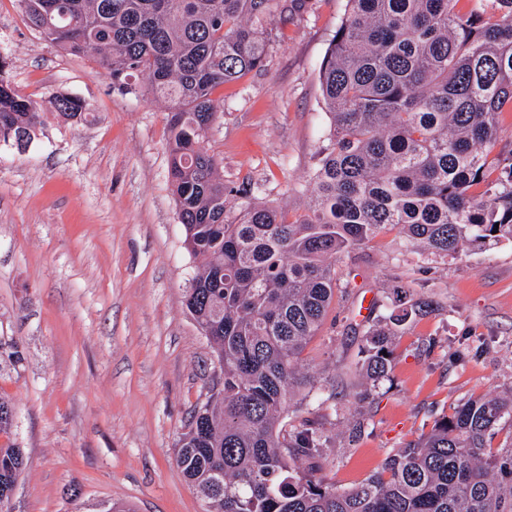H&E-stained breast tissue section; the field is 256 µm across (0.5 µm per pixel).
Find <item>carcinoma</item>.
I'll use <instances>...</instances> for the list:
<instances>
[{
  "label": "carcinoma",
  "mask_w": 512,
  "mask_h": 512,
  "mask_svg": "<svg viewBox=\"0 0 512 512\" xmlns=\"http://www.w3.org/2000/svg\"><path fill=\"white\" fill-rule=\"evenodd\" d=\"M30 27L90 56L124 91L169 110V179L196 270L185 305L224 364L221 388L190 417L176 464L208 512H512V387L472 397L388 454L351 488L316 476L324 424L286 427L313 387L301 355L336 296V260L396 229L441 257L512 243V0H347L320 66L327 143L307 209L265 203L224 183L207 147L214 93L264 66L288 0H18ZM48 109L86 120L84 102H37L0 70V141L28 142ZM423 306L369 327L361 372L387 379L400 327ZM374 424L359 415L349 434ZM311 462L309 470L301 464ZM24 465L0 447V487Z\"/></svg>",
  "instance_id": "1"
}]
</instances>
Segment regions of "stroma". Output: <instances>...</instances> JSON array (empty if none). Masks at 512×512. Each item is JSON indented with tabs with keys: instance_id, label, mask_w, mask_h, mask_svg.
Wrapping results in <instances>:
<instances>
[{
	"instance_id": "1",
	"label": "stroma",
	"mask_w": 512,
	"mask_h": 512,
	"mask_svg": "<svg viewBox=\"0 0 512 512\" xmlns=\"http://www.w3.org/2000/svg\"><path fill=\"white\" fill-rule=\"evenodd\" d=\"M347 0H303L275 29L263 68L219 88L208 145L225 182L301 214L329 133L319 81ZM0 56L33 100L82 99L87 122L48 118L25 149L0 141V446L26 465L0 512H206L176 465L179 439L220 381L184 306L195 261L168 178V110L64 54L17 0H0ZM336 298L302 354L320 398L303 411L330 443L320 477L352 487L462 400L512 385V243L419 255L397 231L336 264ZM430 308L407 322L388 381L357 365L397 289ZM375 428L349 441L355 412Z\"/></svg>"
}]
</instances>
